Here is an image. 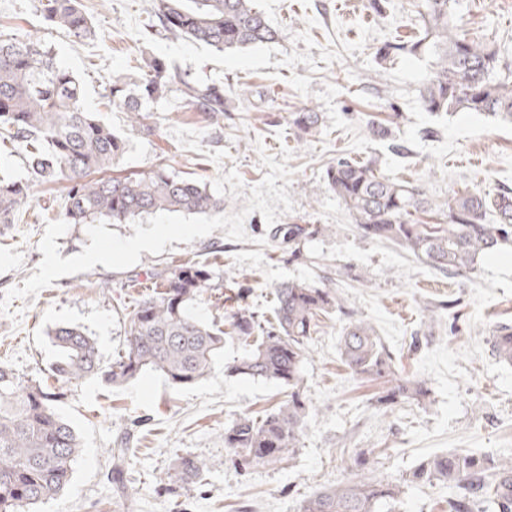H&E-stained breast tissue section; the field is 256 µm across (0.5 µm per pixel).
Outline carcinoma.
<instances>
[{"instance_id":"carcinoma-1","label":"carcinoma","mask_w":512,"mask_h":512,"mask_svg":"<svg viewBox=\"0 0 512 512\" xmlns=\"http://www.w3.org/2000/svg\"><path fill=\"white\" fill-rule=\"evenodd\" d=\"M452 0H421V35L388 42L378 50L386 60L403 53H429L433 69L420 92L423 108L435 115L475 112L512 121V67L492 44L457 32L451 21ZM47 24L77 41L97 36L79 0H45ZM154 25L164 32L218 51H235L269 43L278 33L256 0H154ZM135 90L128 77L112 72L110 103L126 112L128 130H151L146 103L175 91L185 104L208 115L224 113V88L183 76L160 56L143 58ZM290 129L303 139L320 126V113L304 105L288 116ZM126 130V131H128ZM120 131L98 119L84 104L76 76L61 67L50 47L38 38H0V141L24 156V181L0 179V226L15 223L31 202L36 184L65 185V218L70 224L106 220L126 224L158 212L208 216L224 209L197 180L158 166L150 171L113 177L126 142ZM329 189L344 204L365 237L394 243L435 270L449 274L474 269L483 257L512 245V191L492 197H448V223L421 224L415 219L431 209L422 190L394 181L368 164L339 159L326 170ZM333 224H288L273 240L335 233ZM151 291L124 314V349L105 366L96 342L77 325L50 333L56 349V381L69 383L98 375L120 387L155 372L174 387L199 382L212 362L224 354L225 335L247 349L225 366L248 379L275 381L288 388V399L261 419L239 416L224 428V447L236 464L282 466L297 455L309 407L301 392V369L320 318L343 312L336 290L289 281L275 290L274 321L262 327L247 308L229 315L231 331L195 314L204 294L224 288L223 276L201 262L166 266L152 274ZM499 359L512 363V326L502 324L491 336ZM340 351L351 372L379 379L394 373L392 359L370 322L354 319L341 330ZM54 389L24 380L0 363V512L30 508L64 493L81 451L74 428L56 410ZM405 401L425 405L430 392L422 379L400 377L380 392L383 408ZM211 464L198 456L177 455L166 478L191 489ZM448 486V512H512V458L492 452L454 449L420 462L394 480L363 477L338 483L304 498L299 512H394L411 485Z\"/></svg>"}]
</instances>
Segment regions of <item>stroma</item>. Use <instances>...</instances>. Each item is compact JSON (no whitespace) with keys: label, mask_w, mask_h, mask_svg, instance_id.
I'll use <instances>...</instances> for the list:
<instances>
[{"label":"stroma","mask_w":512,"mask_h":512,"mask_svg":"<svg viewBox=\"0 0 512 512\" xmlns=\"http://www.w3.org/2000/svg\"><path fill=\"white\" fill-rule=\"evenodd\" d=\"M95 40L77 42L47 26L38 0H0V32L41 39L81 81L89 110L122 129L126 113L108 105L107 78L136 75L144 53L165 57L194 81L224 88V114L209 118L180 98L152 104L151 131L131 133L118 166L124 174L157 166L196 179L224 200L225 212L243 211L266 173L260 151L293 154L287 192L295 203L283 224H336L333 236L272 240L261 213L247 214V241L224 229L173 242L134 266L94 269L55 279L26 299L13 300L20 321L0 315V361L20 376L52 384L56 350L49 333L80 326L95 339L103 363L124 346V308L139 299L154 269L194 259L248 289L245 302L260 321L273 318L274 291L299 280L334 288L354 318L369 321L393 359L396 374L425 380L431 403L403 402L382 411L384 383L355 376L344 364L339 336L345 318L325 317L310 343L302 373L309 405L296 459L286 467L236 469L224 447V428L241 415L259 416L287 399L272 381L228 374L240 355L228 342L209 374L174 388L148 372L121 387L98 378L61 385L58 413L77 432L82 453L70 488L38 504L37 512H298L315 491L356 479L359 450L374 449L375 474L395 479L420 461L455 448L512 457V365L493 353L494 327L512 324V246L481 259L475 270L444 275L399 246L363 237L329 190L325 171L347 157L390 178L418 185L435 207L422 215L442 222L450 195L512 188V122L469 112L437 118L425 112L420 91L433 58L401 55L380 61L377 51L395 35L417 34L420 0H257L278 40L227 53L183 38L150 36L152 0H82ZM459 32L492 41L512 64V0H456ZM307 105L321 115L320 131L300 139L288 114ZM391 131L375 137L371 122ZM64 185L34 186L29 207L0 236V296L35 273L47 222L63 219ZM127 439L134 455L122 474L123 493L110 479L108 453ZM207 459L203 486L187 490L165 482L175 455ZM395 512H448V489L416 485Z\"/></svg>","instance_id":"obj_1"}]
</instances>
